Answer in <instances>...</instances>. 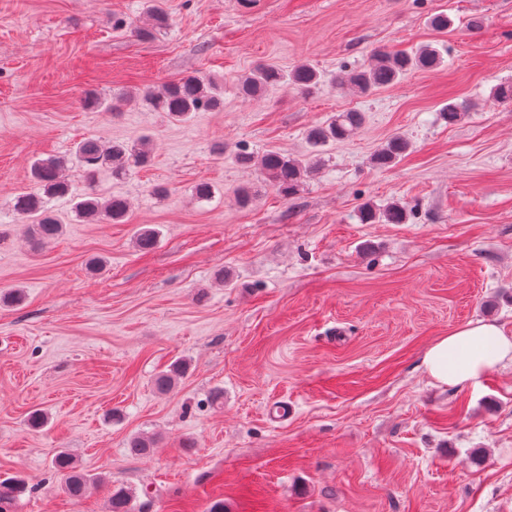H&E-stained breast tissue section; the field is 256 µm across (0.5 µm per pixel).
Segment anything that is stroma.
I'll list each match as a JSON object with an SVG mask.
<instances>
[{
	"label": "stroma",
	"instance_id": "35a3bbf8",
	"mask_svg": "<svg viewBox=\"0 0 512 512\" xmlns=\"http://www.w3.org/2000/svg\"><path fill=\"white\" fill-rule=\"evenodd\" d=\"M151 6L0 0V479L28 482L16 512H105L119 485L143 512H512V364L456 387L422 368L468 322L512 332V103L490 95L512 80V0H165L163 27ZM438 13L448 30L430 26ZM426 45L442 66L367 93L331 84L376 50ZM260 63L325 80L244 96ZM190 74L220 83L219 108L176 122L142 101ZM450 102L470 106L463 124L441 119ZM349 110L362 124L295 198L237 160L307 157L308 130ZM395 134L408 151L373 166ZM145 136L149 163L122 180L87 179L73 157L84 138ZM48 157L70 191L46 199L63 233L34 250L14 202ZM91 190L131 200L124 221L79 220ZM365 203L409 217L363 224ZM140 227L158 232L146 253ZM178 359L186 376L159 394ZM279 400L294 412L276 422ZM139 434L153 456L129 452ZM61 452L103 485L68 497ZM186 370L187 368L184 363L180 361L172 363L167 370L160 372L155 377V389L161 394L170 392L178 381L184 377Z\"/></svg>",
	"mask_w": 512,
	"mask_h": 512
}]
</instances>
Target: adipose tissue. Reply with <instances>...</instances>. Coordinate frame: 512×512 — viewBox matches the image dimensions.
Here are the masks:
<instances>
[{
	"label": "adipose tissue",
	"instance_id": "1",
	"mask_svg": "<svg viewBox=\"0 0 512 512\" xmlns=\"http://www.w3.org/2000/svg\"><path fill=\"white\" fill-rule=\"evenodd\" d=\"M506 361H512V334L498 324L479 321L435 340L422 366L435 383L459 386L478 381Z\"/></svg>",
	"mask_w": 512,
	"mask_h": 512
}]
</instances>
